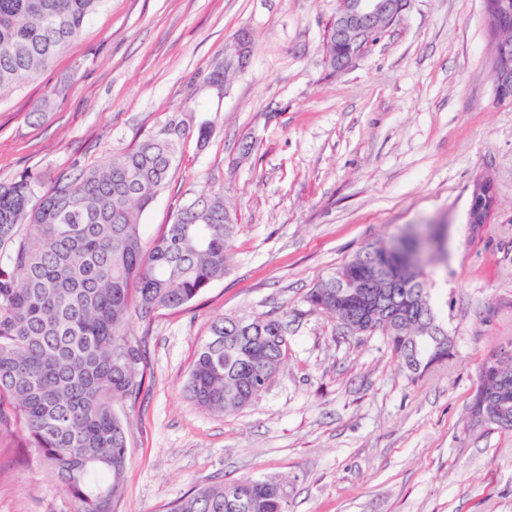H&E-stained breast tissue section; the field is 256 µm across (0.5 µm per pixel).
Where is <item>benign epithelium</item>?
Masks as SVG:
<instances>
[{
	"instance_id": "obj_1",
	"label": "benign epithelium",
	"mask_w": 512,
	"mask_h": 512,
	"mask_svg": "<svg viewBox=\"0 0 512 512\" xmlns=\"http://www.w3.org/2000/svg\"><path fill=\"white\" fill-rule=\"evenodd\" d=\"M408 0H337L336 14L332 26L336 30V43L347 48V55L326 59L329 66L339 73L348 69L357 59L366 55L382 34L401 15ZM249 48V37L242 33L237 38L235 51L224 56V70H239L244 66ZM494 84L499 97L509 99L507 89L512 87V72L508 66L495 70ZM471 195L485 198L484 205L468 210L467 223L478 227L487 223L496 208V198L489 180L475 183ZM341 292L336 297L343 300L362 302L366 299L363 286L357 281L343 279L337 284Z\"/></svg>"
}]
</instances>
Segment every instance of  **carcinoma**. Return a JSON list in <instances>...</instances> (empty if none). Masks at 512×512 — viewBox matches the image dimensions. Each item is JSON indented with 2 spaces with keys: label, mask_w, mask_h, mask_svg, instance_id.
Instances as JSON below:
<instances>
[{
  "label": "carcinoma",
  "mask_w": 512,
  "mask_h": 512,
  "mask_svg": "<svg viewBox=\"0 0 512 512\" xmlns=\"http://www.w3.org/2000/svg\"><path fill=\"white\" fill-rule=\"evenodd\" d=\"M104 3L0 0V101L47 69ZM179 138L175 128L166 140H145L42 193L40 176L29 172L0 182V438L22 434V460L46 468L75 512H117L129 438L117 406L144 386L150 316L188 305L227 271L237 219L220 192L178 209L144 246L140 218L166 187ZM397 239L428 260L417 234ZM404 261L371 243L306 302L352 322L357 313L336 301L335 280L365 281L379 313L361 327L385 337L414 381L448 360L452 341L436 333L427 279L389 278ZM287 350L281 320L224 316L199 348L183 394L208 412L236 413L269 389ZM478 373L491 401L474 393L469 422L512 430V356L492 352ZM167 512H288V493L274 478L215 481Z\"/></svg>",
  "instance_id": "obj_1"
}]
</instances>
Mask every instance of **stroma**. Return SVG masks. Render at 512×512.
Here are the masks:
<instances>
[{
    "instance_id": "35a3bbf8",
    "label": "stroma",
    "mask_w": 512,
    "mask_h": 512,
    "mask_svg": "<svg viewBox=\"0 0 512 512\" xmlns=\"http://www.w3.org/2000/svg\"><path fill=\"white\" fill-rule=\"evenodd\" d=\"M336 0H106L38 77L0 101V182L44 184L181 124L152 242L210 189L237 218L223 279L151 320L143 394L124 403L119 512H166L215 479L286 481L289 512H512V430L467 427L487 354L512 349V103L496 95L485 0H409L371 52L330 73ZM224 93L201 81L240 32ZM46 104L41 119L36 105ZM211 135L200 140L198 130ZM489 178V223L467 222ZM432 225L427 267L453 354L410 381L381 334L343 336L306 296L369 243ZM276 317L288 357L236 414L182 386L211 324ZM47 473L0 441V512H74Z\"/></svg>"
}]
</instances>
